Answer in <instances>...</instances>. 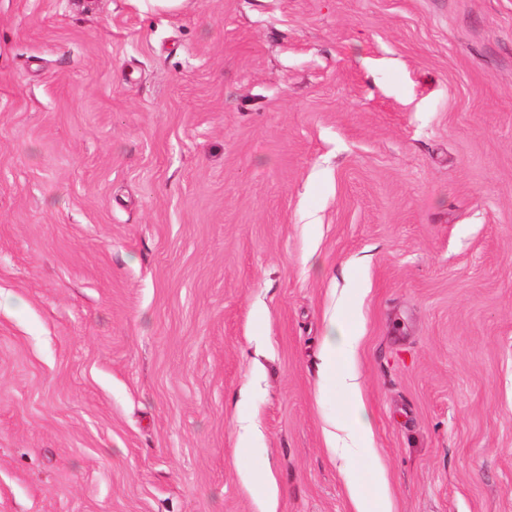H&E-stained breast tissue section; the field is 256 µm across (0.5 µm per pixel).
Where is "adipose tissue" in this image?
<instances>
[{"label": "adipose tissue", "instance_id": "adipose-tissue-1", "mask_svg": "<svg viewBox=\"0 0 512 512\" xmlns=\"http://www.w3.org/2000/svg\"><path fill=\"white\" fill-rule=\"evenodd\" d=\"M360 336L357 330H349L342 338L326 337L322 352V387H340L353 399L361 397L360 375L352 365L353 355Z\"/></svg>", "mask_w": 512, "mask_h": 512}]
</instances>
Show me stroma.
<instances>
[{"instance_id": "obj_1", "label": "stroma", "mask_w": 512, "mask_h": 512, "mask_svg": "<svg viewBox=\"0 0 512 512\" xmlns=\"http://www.w3.org/2000/svg\"><path fill=\"white\" fill-rule=\"evenodd\" d=\"M380 472L512 512V0H0V512H354ZM360 337L352 328L339 341L336 336H327L321 352V387H331L336 391V383L341 390L355 400L361 399L360 375L351 361L358 347ZM339 434L336 432L330 433L329 438L331 441V448L340 453L352 452L357 449L368 448L364 446L370 442V437L367 432L356 430L349 419H344L342 423L337 426Z\"/></svg>"}]
</instances>
